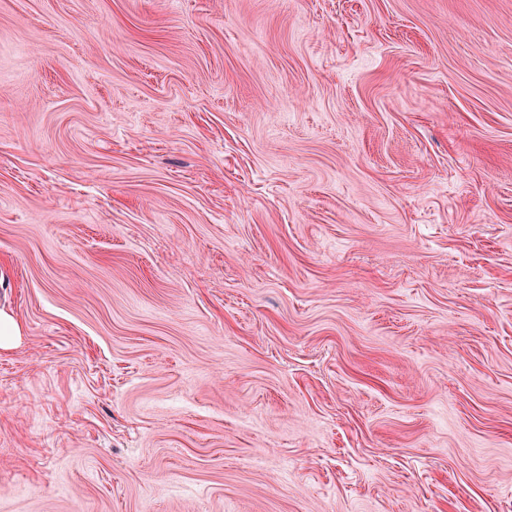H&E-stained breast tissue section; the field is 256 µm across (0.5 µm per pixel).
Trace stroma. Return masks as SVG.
Returning <instances> with one entry per match:
<instances>
[{"instance_id":"obj_1","label":"stroma","mask_w":512,"mask_h":512,"mask_svg":"<svg viewBox=\"0 0 512 512\" xmlns=\"http://www.w3.org/2000/svg\"><path fill=\"white\" fill-rule=\"evenodd\" d=\"M0 512H512V0H0Z\"/></svg>"}]
</instances>
